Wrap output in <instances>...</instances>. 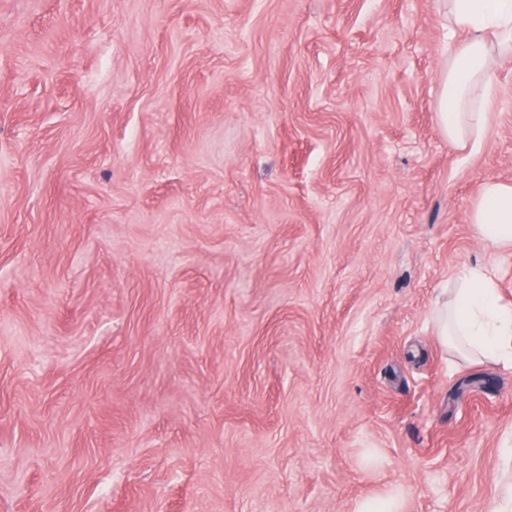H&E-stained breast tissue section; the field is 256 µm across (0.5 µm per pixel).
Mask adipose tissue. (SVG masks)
<instances>
[{
    "label": "adipose tissue",
    "mask_w": 512,
    "mask_h": 512,
    "mask_svg": "<svg viewBox=\"0 0 512 512\" xmlns=\"http://www.w3.org/2000/svg\"><path fill=\"white\" fill-rule=\"evenodd\" d=\"M448 55L439 76L438 123L456 145L480 144L490 127L492 61L512 55V0H445ZM478 236L512 249V184L487 182L470 213ZM438 334L457 353L512 359V304L477 269L438 309Z\"/></svg>",
    "instance_id": "1"
}]
</instances>
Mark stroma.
Instances as JSON below:
<instances>
[{"label": "stroma", "instance_id": "35a3bbf8", "mask_svg": "<svg viewBox=\"0 0 512 512\" xmlns=\"http://www.w3.org/2000/svg\"><path fill=\"white\" fill-rule=\"evenodd\" d=\"M440 0H0V512H485L512 367L433 314L512 250V58L437 120ZM470 222L483 240L512 249V184L487 182L470 213ZM353 512H402L401 496L391 492L385 498H367L356 503Z\"/></svg>", "mask_w": 512, "mask_h": 512}]
</instances>
